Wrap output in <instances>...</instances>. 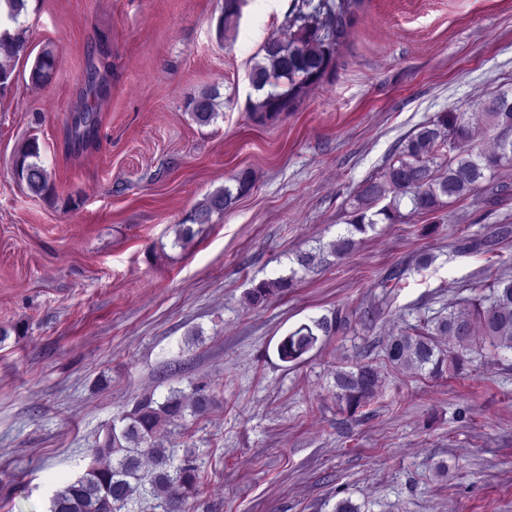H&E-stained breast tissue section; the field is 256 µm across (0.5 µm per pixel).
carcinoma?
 I'll return each mask as SVG.
<instances>
[{
	"label": "carcinoma",
	"mask_w": 512,
	"mask_h": 512,
	"mask_svg": "<svg viewBox=\"0 0 512 512\" xmlns=\"http://www.w3.org/2000/svg\"><path fill=\"white\" fill-rule=\"evenodd\" d=\"M28 0H3L6 19L14 24L27 10ZM241 0H224L218 22V35L237 21ZM350 3L347 0H298L288 26V36L271 37L262 47V58L255 62L249 80L263 95L250 103L259 123L292 112L306 91L321 83L333 70L337 47L347 33ZM0 44L7 55L0 59V93L13 82L15 61L29 47L24 31H0ZM56 57L43 49L29 73L35 88L48 84L55 72ZM220 93L205 91L187 102V109L200 124L218 118ZM489 126L498 130L494 151L471 153L458 146L471 138L469 121L463 112H438L415 132L405 137L394 160L386 167L384 182H372L357 195L347 235L332 244L331 253L344 256L353 250L354 233H364L374 226L367 219L370 204L387 192L393 194L392 206L379 210L393 222L401 199H409L412 212L433 215L446 203L462 200L481 189L486 177L512 163V92L496 91L484 106ZM98 124L96 113H79L71 126V137L82 143L93 139ZM456 155L434 163L444 148ZM40 146L35 140L17 151L13 162L15 180L36 196L54 190L50 173L41 165ZM234 187L212 193L198 205L189 223L180 224L178 239L194 236L193 225L208 224L215 213H222L254 186L251 173L242 171L234 178ZM292 286V280L279 278L258 284L250 292L252 304H262L269 297ZM346 317L337 313L304 323L284 336L277 347L280 361L298 363L319 341V336H333L344 329ZM495 353H512V280L493 278L490 294L448 314L437 316L420 328H405L388 337L383 360L393 368L428 371L430 376L443 373L458 375L464 367L483 356L485 348ZM379 386V373L373 365L361 363L349 371L336 372V397L350 415L368 405ZM210 405L205 386L196 385L191 395L171 389L163 401L153 395L142 396L132 410L122 416V428H106L103 440L92 449L94 461L77 480L56 491L50 499L49 512H122L133 500L150 497L162 512H187L188 498L197 490L200 465L197 458L185 455L178 460L175 449L155 444L159 430L174 425L186 411L197 414Z\"/></svg>",
	"instance_id": "cac0c4a2"
}]
</instances>
